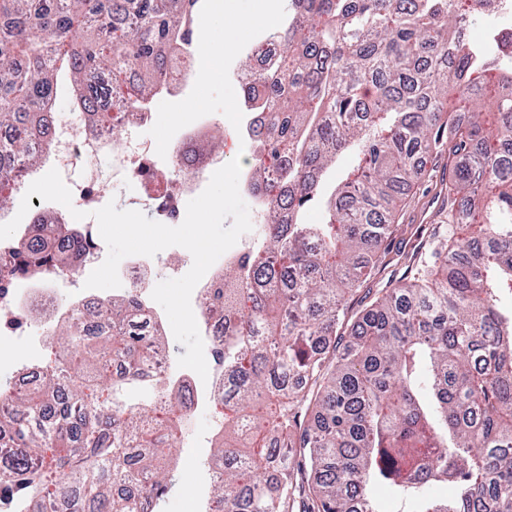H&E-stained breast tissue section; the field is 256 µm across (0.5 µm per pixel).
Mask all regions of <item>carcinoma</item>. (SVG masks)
I'll return each mask as SVG.
<instances>
[{
    "label": "carcinoma",
    "mask_w": 512,
    "mask_h": 512,
    "mask_svg": "<svg viewBox=\"0 0 512 512\" xmlns=\"http://www.w3.org/2000/svg\"><path fill=\"white\" fill-rule=\"evenodd\" d=\"M293 2L277 59L243 84L248 110L267 114L247 190L282 215L224 267L214 302L224 400L205 512H382V483L397 512H512V310L500 306L512 293V57L465 38L504 0ZM200 5L134 0L116 27L112 0H0V157L41 164L37 115L65 70L100 121L103 98L144 109L163 48L193 39ZM112 57L136 72L131 90L89 81ZM347 151L356 166L328 192ZM433 152L448 155L442 215L469 239L449 234L423 276L354 314L345 295L385 265L396 202ZM98 247L92 227L37 214L0 241L13 259L0 296ZM142 294L55 324L44 341L67 356L36 367V390L0 381V501L13 512H155L172 485L185 390L158 377L148 406L117 397L166 351Z\"/></svg>",
    "instance_id": "cac0c4a2"
}]
</instances>
